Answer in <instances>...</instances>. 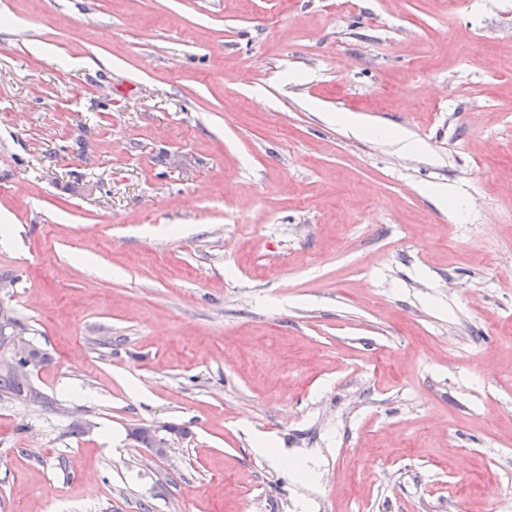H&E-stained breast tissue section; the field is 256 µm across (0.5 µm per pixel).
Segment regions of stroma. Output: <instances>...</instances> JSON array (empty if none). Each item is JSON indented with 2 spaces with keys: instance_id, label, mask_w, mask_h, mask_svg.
<instances>
[{
  "instance_id": "stroma-1",
  "label": "stroma",
  "mask_w": 512,
  "mask_h": 512,
  "mask_svg": "<svg viewBox=\"0 0 512 512\" xmlns=\"http://www.w3.org/2000/svg\"><path fill=\"white\" fill-rule=\"evenodd\" d=\"M0 302V512H512V0H0ZM19 321L11 316L10 328L3 331L0 326V349L6 348V340L10 334L17 329H20ZM8 348L11 352V357L1 359V366L8 367L22 376L30 377L34 371L41 366L36 363L32 357V347L20 334L14 333L8 339ZM26 379L20 378L11 371L0 368V395L6 398H18L28 400L29 391L23 389ZM30 402H34L33 396H29Z\"/></svg>"
}]
</instances>
